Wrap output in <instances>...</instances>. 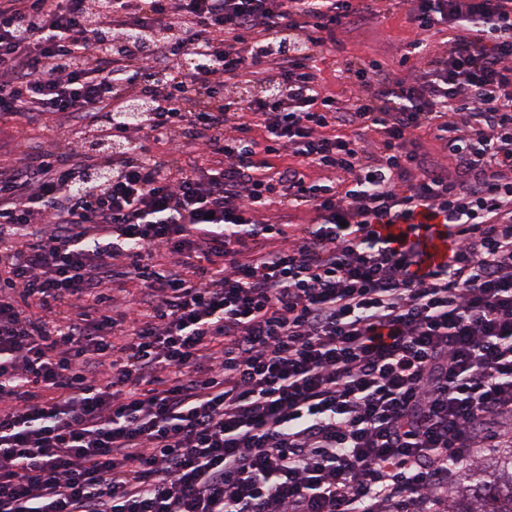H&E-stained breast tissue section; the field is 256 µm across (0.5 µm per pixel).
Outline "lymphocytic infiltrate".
<instances>
[{
	"mask_svg": "<svg viewBox=\"0 0 512 512\" xmlns=\"http://www.w3.org/2000/svg\"><path fill=\"white\" fill-rule=\"evenodd\" d=\"M60 116L0 165V512H437L512 443V0H0V122ZM402 21V14L399 10L383 23L370 22L357 30L339 35L344 51L336 50L335 58L334 54L325 55L324 62H319L323 75L328 81V86L338 95L349 94L348 85L334 76V74H338L334 70L340 67L339 62L345 57L375 56L388 64H391L393 59H399L405 50L406 43L413 39L412 33Z\"/></svg>",
	"mask_w": 512,
	"mask_h": 512,
	"instance_id": "1",
	"label": "lymphocytic infiltrate"
}]
</instances>
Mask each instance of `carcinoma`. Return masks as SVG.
I'll return each mask as SVG.
<instances>
[{
  "mask_svg": "<svg viewBox=\"0 0 512 512\" xmlns=\"http://www.w3.org/2000/svg\"><path fill=\"white\" fill-rule=\"evenodd\" d=\"M447 512H512V448L448 488Z\"/></svg>",
  "mask_w": 512,
  "mask_h": 512,
  "instance_id": "cac0c4a2",
  "label": "carcinoma"
}]
</instances>
